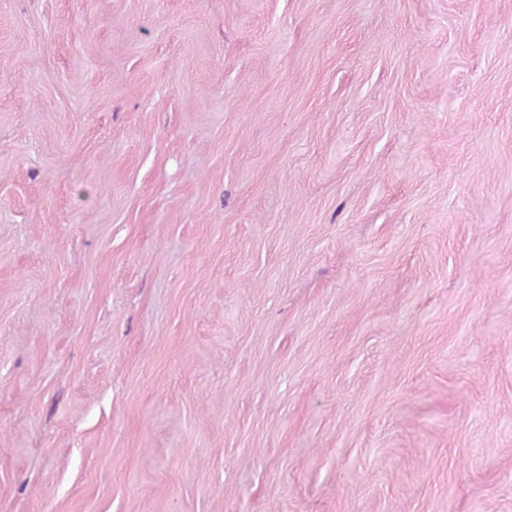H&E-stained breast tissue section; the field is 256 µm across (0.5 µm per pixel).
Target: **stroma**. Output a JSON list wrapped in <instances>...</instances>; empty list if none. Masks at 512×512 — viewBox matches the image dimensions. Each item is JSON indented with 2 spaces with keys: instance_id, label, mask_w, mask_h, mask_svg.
<instances>
[{
  "instance_id": "stroma-1",
  "label": "stroma",
  "mask_w": 512,
  "mask_h": 512,
  "mask_svg": "<svg viewBox=\"0 0 512 512\" xmlns=\"http://www.w3.org/2000/svg\"><path fill=\"white\" fill-rule=\"evenodd\" d=\"M0 512H512V0H0Z\"/></svg>"
}]
</instances>
